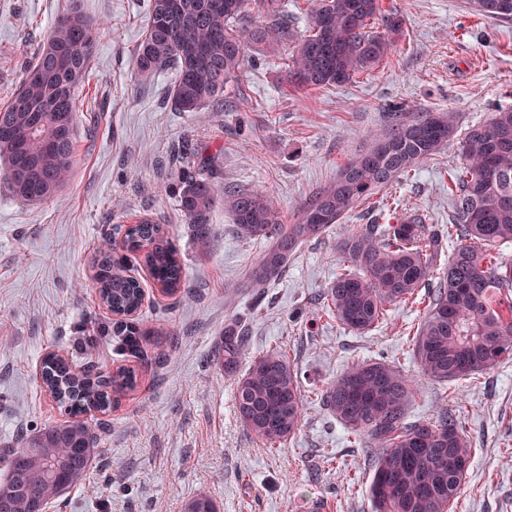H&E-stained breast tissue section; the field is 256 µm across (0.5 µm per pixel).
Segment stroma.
Segmentation results:
<instances>
[{
    "label": "stroma",
    "mask_w": 512,
    "mask_h": 512,
    "mask_svg": "<svg viewBox=\"0 0 512 512\" xmlns=\"http://www.w3.org/2000/svg\"><path fill=\"white\" fill-rule=\"evenodd\" d=\"M101 23L91 104H80L78 163L55 199L12 196L0 177V449L21 448L65 415L45 391L40 361L62 353L76 368H134L133 389L91 415L97 432L86 476L48 512H184L202 493L220 512H303L323 499L329 512H372L368 496L377 451L353 437L321 393L346 366L384 360L418 386L409 420L452 414L471 440L473 462L452 512H512V358L477 378L439 386L419 378L411 339L432 291L387 306L366 333L342 326L325 301L347 259L339 244L356 224H396L412 213L447 230L450 182L461 163L456 144L420 161L370 203L318 239L302 244L264 292L248 274L266 241L242 238L223 205L210 213L208 248L196 243L167 168L170 150L191 137L228 186L265 191L288 222L351 157L370 148L395 106L452 113L458 133L512 107V20L467 9L465 0H381L383 15L404 20L373 69L327 88L294 90L286 56L250 48L224 109L177 111L169 100L175 70H134L149 0H0V102L20 85L40 44L72 2ZM168 231L186 272L181 292L160 291L138 255H126L117 226L137 215ZM127 256L144 288L137 323L153 330L149 359L110 336L92 355L83 332L111 322L95 288L104 233ZM248 330L241 368L273 347L287 351L304 398L299 431L265 448L237 419L236 378L210 360L230 323Z\"/></svg>",
    "instance_id": "35a3bbf8"
}]
</instances>
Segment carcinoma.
Listing matches in <instances>:
<instances>
[{
    "instance_id": "1",
    "label": "carcinoma",
    "mask_w": 512,
    "mask_h": 512,
    "mask_svg": "<svg viewBox=\"0 0 512 512\" xmlns=\"http://www.w3.org/2000/svg\"><path fill=\"white\" fill-rule=\"evenodd\" d=\"M303 34L288 24L284 0H150L145 34L135 55L137 71L152 74L174 67L178 78L171 102L180 112H197L224 97L236 81L246 50L265 45L289 49L288 85L309 90L338 85L375 67L388 54L391 37L402 31L392 13L385 31L371 30L379 0H312ZM479 13L512 20V0H470ZM262 21L254 23L251 14ZM101 28L72 3L36 51L19 87L0 106V142L8 143L5 179L24 201L56 198L77 162V93L89 83ZM449 112H425L408 120L392 114L376 146L343 165L336 179L314 192L300 218L286 224L262 192L225 187L212 164L190 158L177 171L178 204L201 249H207L209 213L218 200L245 239L270 246L252 267V287L262 288L285 269L305 242L321 236L368 197L421 159L453 140ZM452 230L459 244L437 282L413 354L422 377L450 384L497 366L512 356V261L494 248L512 243V107L472 126L460 141ZM107 235L99 249L97 285L116 316L101 332L122 338L124 349L148 358L151 330L129 319L142 305L143 287L124 262L112 256ZM126 248L143 260L164 291L175 295L185 272L176 246L162 225L142 218L124 232ZM438 235L426 233L425 216L398 224H362L340 244L350 267L341 268L328 290L336 320L364 333L381 323L385 305L405 302L434 276ZM245 347L237 324L224 327L213 361L235 373ZM43 388L67 420L39 432L7 460L0 485L6 512H43L86 474L96 442L86 417L93 405L109 408L114 396L133 388L135 372L119 368L103 384L77 377L60 358L40 361ZM416 391L413 379L385 361L356 363L332 380L322 398L350 433L380 448L370 485L374 512H450L472 461L470 440L452 419L407 421ZM236 412L264 445L282 444L299 430L303 396L298 373L278 349L252 360L237 380ZM184 512H219L210 496L198 494Z\"/></svg>"
}]
</instances>
